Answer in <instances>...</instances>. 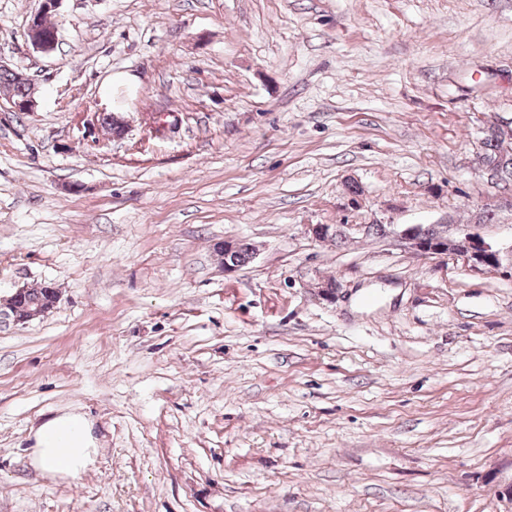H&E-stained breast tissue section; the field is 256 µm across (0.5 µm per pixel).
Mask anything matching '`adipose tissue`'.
Segmentation results:
<instances>
[{"label": "adipose tissue", "mask_w": 512, "mask_h": 512, "mask_svg": "<svg viewBox=\"0 0 512 512\" xmlns=\"http://www.w3.org/2000/svg\"><path fill=\"white\" fill-rule=\"evenodd\" d=\"M34 439L32 460L50 475L75 478L93 463V425L83 415L54 417L37 429Z\"/></svg>", "instance_id": "ef3b65f1"}]
</instances>
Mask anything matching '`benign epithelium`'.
<instances>
[{
	"label": "benign epithelium",
	"mask_w": 512,
	"mask_h": 512,
	"mask_svg": "<svg viewBox=\"0 0 512 512\" xmlns=\"http://www.w3.org/2000/svg\"><path fill=\"white\" fill-rule=\"evenodd\" d=\"M62 0H41V5L29 21L27 36L32 47L41 52H50L58 44V31H43L41 18L58 9ZM394 237L398 242L420 255H446L462 262L465 270L478 274H494L505 268L512 269V243H501L487 239L478 231V226L456 224L443 231L429 235L420 225L397 228L393 224L383 228L382 237ZM26 290H17L7 306L0 309V317L14 325H25L43 318L59 301L55 296L48 304L35 309L21 308L17 302L24 299Z\"/></svg>",
	"instance_id": "obj_1"
}]
</instances>
